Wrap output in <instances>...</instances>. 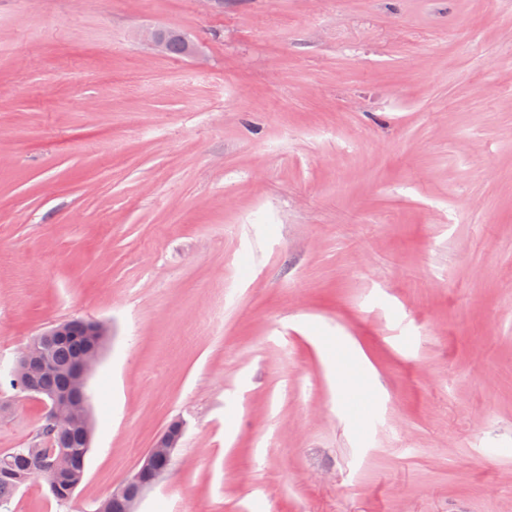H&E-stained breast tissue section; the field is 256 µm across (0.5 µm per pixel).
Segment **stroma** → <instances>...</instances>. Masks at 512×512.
<instances>
[{
    "instance_id": "1",
    "label": "stroma",
    "mask_w": 512,
    "mask_h": 512,
    "mask_svg": "<svg viewBox=\"0 0 512 512\" xmlns=\"http://www.w3.org/2000/svg\"><path fill=\"white\" fill-rule=\"evenodd\" d=\"M73 319L84 479L7 512L176 420L139 512H512V0H0V367Z\"/></svg>"
}]
</instances>
